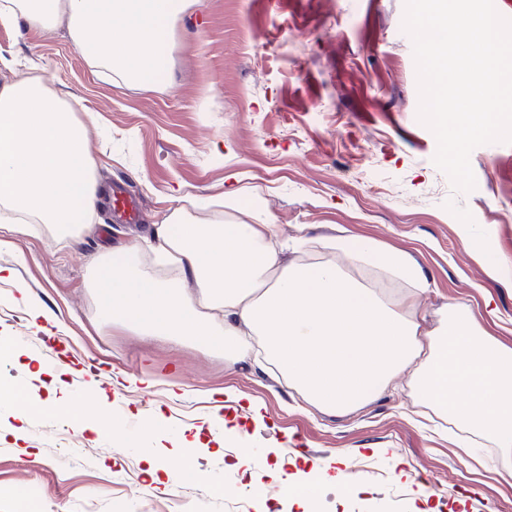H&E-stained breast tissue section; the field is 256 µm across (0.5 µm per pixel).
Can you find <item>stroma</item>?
Here are the masks:
<instances>
[{
    "label": "stroma",
    "mask_w": 512,
    "mask_h": 512,
    "mask_svg": "<svg viewBox=\"0 0 512 512\" xmlns=\"http://www.w3.org/2000/svg\"><path fill=\"white\" fill-rule=\"evenodd\" d=\"M403 16L404 0H192L175 27L169 70L150 86L111 81L77 53L65 28L0 23V57L35 64L46 85L98 115L86 138L99 182L122 183L141 203L135 224L115 221L105 204L82 230L32 224L0 249V267L15 273L0 282L8 311L0 317V512H23L30 502L38 512H262L275 492L266 470L286 436L309 466L336 457L354 472L370 468L366 492L324 487L311 512H512V485L472 468L447 433L414 422L408 389L351 415L323 413L272 373L235 371L193 340L138 336L107 321L91 286L99 257L151 235L190 200L202 224L247 222L258 207L291 239L371 237L408 251L429 281L426 328L451 302L483 316L492 296L498 316L484 324L512 344V285L490 280L455 228L457 215L469 214L512 257V143L475 148L476 187L454 192L433 162L436 139L418 120ZM232 186L240 198L228 208ZM34 306L48 317L49 342L29 324ZM53 348L71 367L67 399L52 413L15 418L7 400L14 389L52 399L42 368ZM132 379L151 387L129 390ZM102 389L112 423L158 412L181 418L160 435L156 461L195 460L200 479L153 489L143 449L82 430L75 415L94 407ZM217 390L248 393L260 406L256 416L225 411L220 450L210 444ZM196 436L201 447H183ZM244 448L259 451L247 474L235 465ZM399 458L432 490L430 501L394 480Z\"/></svg>",
    "instance_id": "obj_1"
}]
</instances>
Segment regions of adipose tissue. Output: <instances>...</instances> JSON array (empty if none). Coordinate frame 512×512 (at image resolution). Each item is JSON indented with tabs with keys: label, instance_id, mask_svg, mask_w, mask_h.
I'll use <instances>...</instances> for the list:
<instances>
[{
	"label": "adipose tissue",
	"instance_id": "ef3b65f1",
	"mask_svg": "<svg viewBox=\"0 0 512 512\" xmlns=\"http://www.w3.org/2000/svg\"><path fill=\"white\" fill-rule=\"evenodd\" d=\"M188 0H0V22L52 31L65 26L86 62L129 85L165 73L175 23ZM93 113L78 115L36 76L0 82V223L72 231L89 224L100 197L85 141ZM458 233L486 275L512 283V258L494 239L462 224ZM154 250L180 276L139 269L138 245L99 261L93 288L105 318L140 336H190L224 353L228 366L260 346L289 386L319 411L353 414L407 383L424 406L497 450V472L512 480V345L492 336L470 306L446 305L425 329L428 282L406 251L373 238L328 239L308 258L285 259L278 224H198L176 209L153 233ZM361 278L350 275V268ZM387 280L367 287L364 277ZM194 291H187L186 282ZM300 512L332 484L359 493L364 479L325 464L314 476L276 469Z\"/></svg>",
	"mask_w": 512,
	"mask_h": 512
}]
</instances>
